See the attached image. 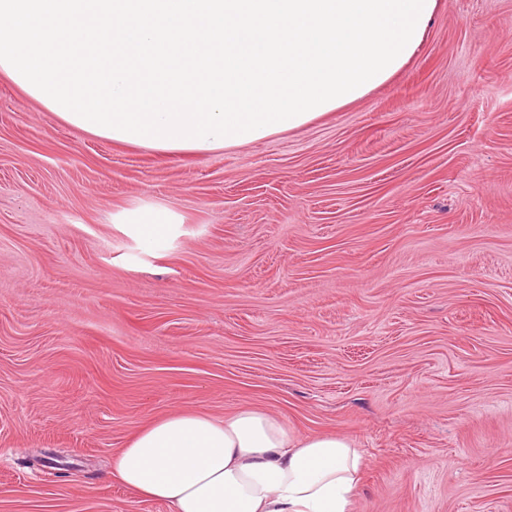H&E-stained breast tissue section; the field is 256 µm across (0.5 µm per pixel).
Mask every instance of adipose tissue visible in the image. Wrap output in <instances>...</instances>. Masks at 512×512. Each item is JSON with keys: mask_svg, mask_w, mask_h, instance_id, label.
Here are the masks:
<instances>
[{"mask_svg": "<svg viewBox=\"0 0 512 512\" xmlns=\"http://www.w3.org/2000/svg\"><path fill=\"white\" fill-rule=\"evenodd\" d=\"M143 248L171 233L163 209L130 212ZM362 457L351 439L289 433L253 407L217 419L168 414L141 428L112 456V476L139 497L172 512H353Z\"/></svg>", "mask_w": 512, "mask_h": 512, "instance_id": "ef3b65f1", "label": "adipose tissue"}]
</instances>
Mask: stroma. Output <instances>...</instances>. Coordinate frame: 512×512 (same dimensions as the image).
<instances>
[{
  "label": "stroma",
  "mask_w": 512,
  "mask_h": 512,
  "mask_svg": "<svg viewBox=\"0 0 512 512\" xmlns=\"http://www.w3.org/2000/svg\"><path fill=\"white\" fill-rule=\"evenodd\" d=\"M244 406L352 439L354 512H512V0H439L365 98L204 156L0 75V512H171L113 453ZM123 224H131L140 244L146 250L158 247L171 233L173 216L164 209H140L130 212Z\"/></svg>",
  "instance_id": "1"
}]
</instances>
